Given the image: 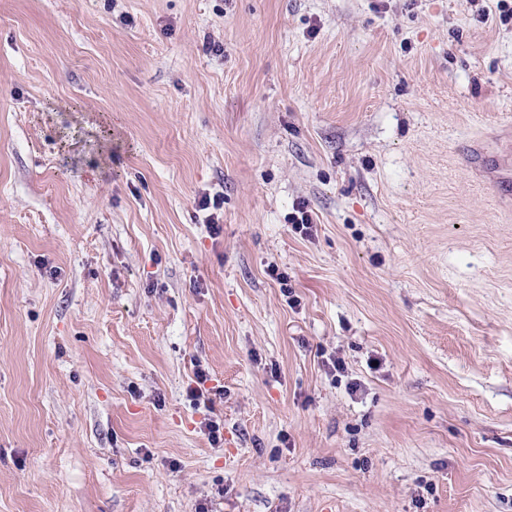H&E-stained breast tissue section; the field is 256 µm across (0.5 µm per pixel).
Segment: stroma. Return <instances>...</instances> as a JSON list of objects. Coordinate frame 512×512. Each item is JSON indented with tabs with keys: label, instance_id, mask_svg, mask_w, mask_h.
<instances>
[{
	"label": "stroma",
	"instance_id": "obj_1",
	"mask_svg": "<svg viewBox=\"0 0 512 512\" xmlns=\"http://www.w3.org/2000/svg\"><path fill=\"white\" fill-rule=\"evenodd\" d=\"M510 118L512 0H0V512H512ZM475 169L486 170L492 178L495 197L504 200L512 194V167L498 154L474 153L469 156ZM288 222L296 233L311 238L314 236V228L317 226V215L308 208L304 202L294 205L293 212L288 215Z\"/></svg>",
	"mask_w": 512,
	"mask_h": 512
}]
</instances>
